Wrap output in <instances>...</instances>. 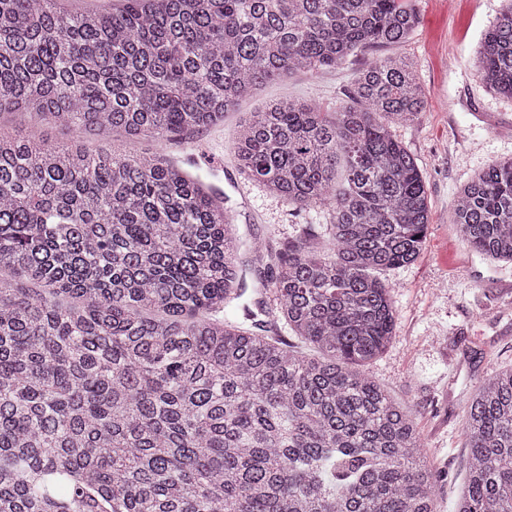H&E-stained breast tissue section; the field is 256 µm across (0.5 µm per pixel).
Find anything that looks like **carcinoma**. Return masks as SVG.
<instances>
[{
  "label": "carcinoma",
  "mask_w": 512,
  "mask_h": 512,
  "mask_svg": "<svg viewBox=\"0 0 512 512\" xmlns=\"http://www.w3.org/2000/svg\"><path fill=\"white\" fill-rule=\"evenodd\" d=\"M415 0H122L114 11L0 0V512H437L412 414L369 373L394 338L393 286L429 224L393 124L425 100L412 62L375 60L329 112L279 101L234 162L325 212L268 255L282 318L322 357L224 321L246 277L232 217L200 179L133 149L215 127L266 82L405 42ZM483 80L512 99V0ZM129 148L96 154V133ZM450 223L512 263V158L459 193ZM454 512H512V366L480 381Z\"/></svg>",
  "instance_id": "carcinoma-1"
}]
</instances>
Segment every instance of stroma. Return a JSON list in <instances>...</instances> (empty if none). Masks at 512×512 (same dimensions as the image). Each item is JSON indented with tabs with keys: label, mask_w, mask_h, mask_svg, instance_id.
<instances>
[{
	"label": "stroma",
	"mask_w": 512,
	"mask_h": 512,
	"mask_svg": "<svg viewBox=\"0 0 512 512\" xmlns=\"http://www.w3.org/2000/svg\"><path fill=\"white\" fill-rule=\"evenodd\" d=\"M420 15L410 40L357 50L335 70L260 87L227 113L223 124L174 141L142 139L137 149L176 161L212 185L233 210L244 240L247 293L225 308L226 320L251 332L291 339L273 293L265 259L254 247H284L323 215L296 208L249 180L233 161L234 137L248 113L277 100L317 103L334 110L353 78L375 58L411 57L425 90L426 110L394 127L425 183L431 222L420 257L387 272L395 287V337L369 366L390 395L415 415L435 476L439 512H453L466 468L463 423L479 381L512 365V264L482 259L449 216L461 189L489 164L512 158V100L478 74L485 32L505 0H415Z\"/></svg>",
	"instance_id": "35a3bbf8"
}]
</instances>
